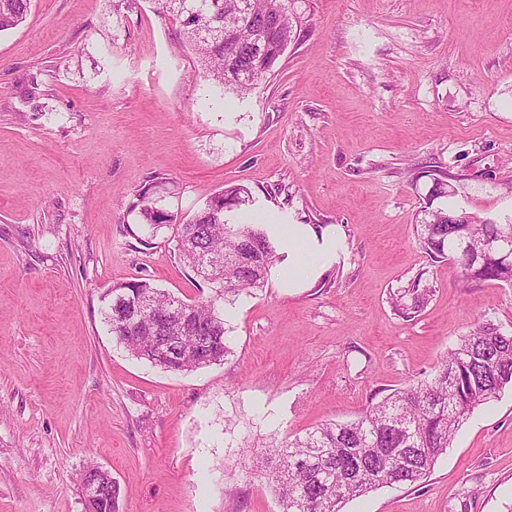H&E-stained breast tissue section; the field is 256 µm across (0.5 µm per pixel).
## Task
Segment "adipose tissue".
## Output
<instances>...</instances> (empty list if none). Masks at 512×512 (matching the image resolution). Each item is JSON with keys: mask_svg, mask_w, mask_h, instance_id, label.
<instances>
[{"mask_svg": "<svg viewBox=\"0 0 512 512\" xmlns=\"http://www.w3.org/2000/svg\"><path fill=\"white\" fill-rule=\"evenodd\" d=\"M288 268L279 285L303 288L322 276L345 255L344 239L337 226L317 228L309 224H274L270 227Z\"/></svg>", "mask_w": 512, "mask_h": 512, "instance_id": "obj_1", "label": "adipose tissue"}]
</instances>
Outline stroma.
<instances>
[{"instance_id":"obj_1","label":"stroma","mask_w":512,"mask_h":512,"mask_svg":"<svg viewBox=\"0 0 512 512\" xmlns=\"http://www.w3.org/2000/svg\"><path fill=\"white\" fill-rule=\"evenodd\" d=\"M295 8L245 95L204 76L154 0H31L0 32V512H84L91 463L120 512H279L257 453L431 378L478 325L512 333V287L463 281L417 235L429 205L512 224V0ZM231 185L253 223L339 225L344 264L226 306L221 363L135 358L105 320L113 285L212 293L174 227L139 222V193L185 221ZM343 512H512V388L423 482Z\"/></svg>"}]
</instances>
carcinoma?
<instances>
[{"label":"carcinoma","instance_id":"cac0c4a2","mask_svg":"<svg viewBox=\"0 0 512 512\" xmlns=\"http://www.w3.org/2000/svg\"><path fill=\"white\" fill-rule=\"evenodd\" d=\"M29 2L0 0V32L24 21ZM155 2L182 18L204 74L241 93L274 72L301 22L295 0H197L200 9L193 13L180 0ZM250 195L242 186L226 187L177 228V251L186 267L199 276L202 258L212 260L209 282L215 295L186 302L147 281L112 286L105 318L112 335L133 356L185 373L217 364L229 353L224 312L217 301L232 305L263 287L270 268L283 260L265 225L228 222L227 215L247 205ZM149 197L144 191L134 204L142 223L156 229L177 219L152 206ZM460 212L452 204L428 212L420 221L423 249L435 260L456 265L466 282L512 286V266L488 249L509 226L472 213L467 223L456 224ZM240 252L249 259L244 269L234 261ZM176 305L190 317L166 349L148 314H162ZM170 349L177 352L178 362L168 358ZM511 384L512 333L486 323L459 339L432 378L370 403L352 421L323 424L272 454L262 452L253 467L274 489L281 512H342L346 502L380 487L426 479L462 422ZM119 497L114 482L102 498L85 505V512H118Z\"/></svg>","mask_w":512,"mask_h":512}]
</instances>
